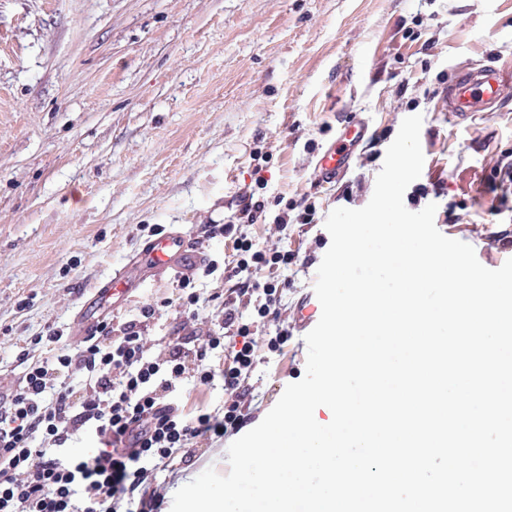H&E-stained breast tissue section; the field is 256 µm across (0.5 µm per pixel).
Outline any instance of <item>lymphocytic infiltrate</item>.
Listing matches in <instances>:
<instances>
[{
	"instance_id": "1",
	"label": "lymphocytic infiltrate",
	"mask_w": 512,
	"mask_h": 512,
	"mask_svg": "<svg viewBox=\"0 0 512 512\" xmlns=\"http://www.w3.org/2000/svg\"><path fill=\"white\" fill-rule=\"evenodd\" d=\"M315 214L313 201L282 195L268 201L247 190L236 223L206 227L207 238L231 239L235 258L221 269L211 261L202 266L207 276L222 272L226 284L222 320L205 336L189 328L169 342L163 358H150L143 333L155 310L147 306L121 325L103 321L77 348L53 350L29 365L0 401V512H162L153 486L168 460L198 437L221 439L247 422L258 362L253 329L281 315L287 281L257 275L287 269L295 256L260 246L239 223L270 218L284 228L313 223ZM228 337L241 346L215 369L211 357ZM188 374L200 387L223 380V411L183 413L174 392ZM80 435L95 438L97 452L65 455Z\"/></svg>"
}]
</instances>
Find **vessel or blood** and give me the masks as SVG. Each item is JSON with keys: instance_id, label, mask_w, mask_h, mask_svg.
Returning <instances> with one entry per match:
<instances>
[{"instance_id": "vessel-or-blood-1", "label": "vessel or blood", "mask_w": 512, "mask_h": 512, "mask_svg": "<svg viewBox=\"0 0 512 512\" xmlns=\"http://www.w3.org/2000/svg\"><path fill=\"white\" fill-rule=\"evenodd\" d=\"M448 111L456 120L462 121L477 112H492L512 99V81H506L500 72L491 66L476 70L456 72L448 82L446 93ZM369 136V122L355 115L341 121L336 136L320 151L315 179L327 185L336 183L349 171L357 149ZM202 248L191 237L180 232H168L149 241L141 251L137 263L148 273L175 272L177 276L189 275L195 266L202 263ZM131 285L123 273H115L95 299L84 310L83 329L85 335H93L100 322V309L126 302Z\"/></svg>"}]
</instances>
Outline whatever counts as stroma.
<instances>
[{
    "mask_svg": "<svg viewBox=\"0 0 512 512\" xmlns=\"http://www.w3.org/2000/svg\"><path fill=\"white\" fill-rule=\"evenodd\" d=\"M419 27V40L403 30ZM495 65L512 76V0H0V389L26 366L23 342L62 331L79 342L77 320L113 273L136 289L111 315L121 323L151 304L149 356L163 354L180 322L162 301L177 278H141L134 260L164 225L200 241L209 258L232 244L208 239V224H231L239 194L311 197L314 223L243 225L248 237L285 248L296 261L280 324L282 352L255 328L260 362L250 411L263 420L288 384L305 374L306 334L298 311L330 246L324 223L336 208L371 199L386 151L405 117H423L424 166L406 189L413 212L436 204L435 225L470 244L490 269L512 258L496 241L512 231V184L486 176L512 151V103L464 122L448 114L446 81L461 67ZM346 112L364 113L382 133L374 159L357 156L345 178L314 180L317 147ZM272 159L256 169L251 152ZM507 205H499V197ZM221 383L184 380V412L223 408ZM233 435L201 440L190 461L162 471L158 489L207 468L229 471Z\"/></svg>",
    "mask_w": 512,
    "mask_h": 512,
    "instance_id": "obj_1",
    "label": "stroma"
}]
</instances>
